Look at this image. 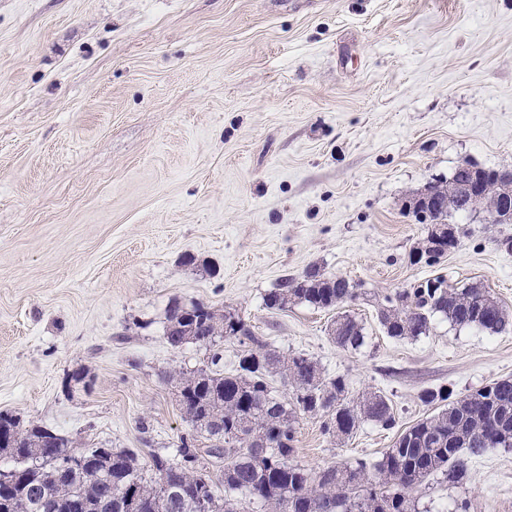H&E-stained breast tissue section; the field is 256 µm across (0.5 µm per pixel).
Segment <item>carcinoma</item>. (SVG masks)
Masks as SVG:
<instances>
[{
  "label": "carcinoma",
  "mask_w": 512,
  "mask_h": 512,
  "mask_svg": "<svg viewBox=\"0 0 512 512\" xmlns=\"http://www.w3.org/2000/svg\"><path fill=\"white\" fill-rule=\"evenodd\" d=\"M460 174L429 182L440 224L461 212ZM413 284L385 297L377 318L392 338L427 335L440 319L453 327L499 333L512 324V313L486 289ZM360 284L311 267L282 278L264 305L283 310L300 302L334 309L357 300ZM200 328L196 344L213 349L210 366L170 375L188 392L182 410L191 427L181 437L177 458L150 455L145 468L128 450L78 448L57 435L40 443L36 434L8 413L0 412V453L12 459L2 469L0 512H65L73 499L88 512H245L243 501L265 512H418L411 492L431 480L460 482L468 462L489 451L512 448V378L499 379L471 394L453 396L446 386L428 389L420 400L436 413L404 430L375 462H343L314 474L294 460L296 423L301 414L325 417L324 431L338 438L354 434L367 421L384 429L395 426L389 399L377 392L349 396L342 376L327 378L303 355L268 348L238 314L193 305ZM334 340L357 351L366 344L364 326L354 317L335 318ZM235 339L249 346L234 374L221 369L217 340ZM288 379L292 396L278 393L271 378ZM224 460L219 472L210 459Z\"/></svg>",
  "instance_id": "cac0c4a2"
}]
</instances>
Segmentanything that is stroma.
I'll use <instances>...</instances> for the list:
<instances>
[{
	"instance_id": "1",
	"label": "stroma",
	"mask_w": 512,
	"mask_h": 512,
	"mask_svg": "<svg viewBox=\"0 0 512 512\" xmlns=\"http://www.w3.org/2000/svg\"><path fill=\"white\" fill-rule=\"evenodd\" d=\"M466 162L512 166V0H0V411L173 457L190 428L167 376L209 356L167 344L177 300L390 399L395 428L344 440L301 415L299 464L380 457L431 414L423 389L512 377V328L394 339L377 318L438 275L512 310V224L452 216L458 247L411 259L427 229L405 201ZM312 266L359 283L341 310L364 349L331 339L335 311L265 308ZM413 496L512 512V450Z\"/></svg>"
}]
</instances>
